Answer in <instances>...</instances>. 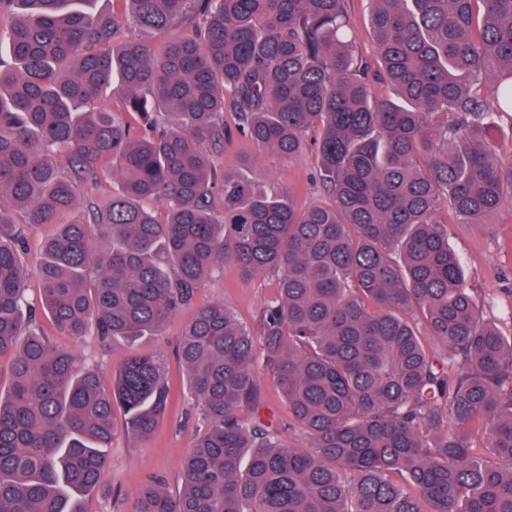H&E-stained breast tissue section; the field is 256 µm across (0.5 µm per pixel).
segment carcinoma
<instances>
[{
    "label": "carcinoma",
    "instance_id": "obj_1",
    "mask_svg": "<svg viewBox=\"0 0 512 512\" xmlns=\"http://www.w3.org/2000/svg\"><path fill=\"white\" fill-rule=\"evenodd\" d=\"M93 2L0 0V512H81L116 419L144 440L167 410L162 359L105 385L39 315L76 341L156 335L227 262L277 279L262 366L309 443L261 416L254 335L209 304L177 348L204 432L177 491L154 477L127 512H512V336L437 219L512 203V147L491 139L512 112V0H370L374 63L348 0ZM314 129L322 204L221 166L236 134L302 161ZM107 164L118 192L60 221ZM15 209L58 225L36 304Z\"/></svg>",
    "mask_w": 512,
    "mask_h": 512
}]
</instances>
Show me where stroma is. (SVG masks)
Returning <instances> with one entry per match:
<instances>
[{"instance_id":"1","label":"stroma","mask_w":512,"mask_h":512,"mask_svg":"<svg viewBox=\"0 0 512 512\" xmlns=\"http://www.w3.org/2000/svg\"><path fill=\"white\" fill-rule=\"evenodd\" d=\"M316 163L315 153H308L304 161L290 162L241 137L224 147L225 168L254 169L267 189L290 187L304 207L326 199L316 177ZM448 242L461 257L479 293L494 295L492 320L499 322L502 331L512 330V325L503 320L512 311V206L490 214L481 224L449 225ZM275 288L274 278L261 274L247 276L228 263L223 273L196 289L191 305L171 319L160 335L107 347L92 336L81 341L55 337L57 346L71 350L80 364L96 368L106 381L130 355L137 353L162 356L169 367L167 417L143 441L131 439L123 426H116L111 446L106 450L108 475L99 487L81 494L84 512H123L141 486L155 476L163 477L169 489L177 488L180 462L200 431L198 412L187 398L176 362L182 325L196 308L221 302L233 310L241 323L257 328L261 308L274 296Z\"/></svg>"}]
</instances>
